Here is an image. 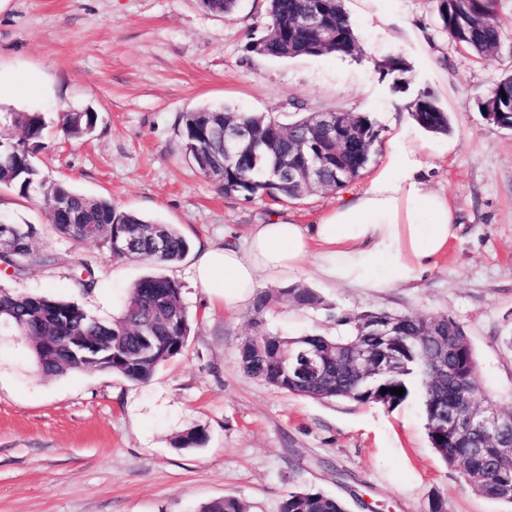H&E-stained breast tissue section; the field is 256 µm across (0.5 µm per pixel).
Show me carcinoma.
I'll use <instances>...</instances> for the list:
<instances>
[{
  "instance_id": "carcinoma-1",
  "label": "carcinoma",
  "mask_w": 512,
  "mask_h": 512,
  "mask_svg": "<svg viewBox=\"0 0 512 512\" xmlns=\"http://www.w3.org/2000/svg\"><path fill=\"white\" fill-rule=\"evenodd\" d=\"M318 4V0H267L269 22L266 31L249 44L248 51L265 58L290 59L340 53L352 56L359 51L353 20L343 0H324L321 25L301 26L297 19ZM499 0H448V11H438L441 28L456 44L481 57L499 48L501 27ZM410 67L398 56L378 65L380 78L391 81L395 92L409 91ZM492 93L499 103H512V72L504 74ZM407 109L414 123L432 133L452 131L447 110L428 90L414 92ZM353 130L347 143L332 151L318 179L321 188L342 190L361 176L371 161L379 130L365 113L344 114ZM303 115L284 124L272 116L235 112L226 107H206V113L185 112L180 118V147L188 157L198 150L223 153L219 133L226 125L247 127L252 135L248 153L224 168V181L215 182L218 191L247 201L269 196L276 201H294L308 195L304 186L288 185L284 171L300 163L299 149L318 136ZM96 122L91 112L66 115L62 129L73 139L83 137ZM12 123L21 129L17 141L0 134V187L15 188L23 198L38 192L48 215L49 232L74 243L95 241L116 259L133 258L164 267L184 260L190 241L171 224L125 211L111 200L88 196L63 182L39 179L29 142L41 137L44 117L39 112L12 114ZM38 233L33 224H24L16 243V258L23 269L49 266L53 254L34 245ZM278 297L298 309L326 307L312 289L291 285L278 290ZM379 317L395 322L391 339L362 336L363 319ZM340 333L331 337L307 334L285 337L256 323L252 336L243 341L237 354L241 370L283 392L324 403H351L356 406L380 404L389 410L411 401L421 404L424 428L430 445L449 466L459 470L473 491L512 506V459L500 457L495 444L477 434L450 433L438 425V417L454 410L464 412L475 406L462 399L466 387L477 395L475 382L478 360L464 326L446 315L428 317L414 312L385 310L341 313L334 316ZM7 325L29 339L34 363L45 376H62L71 371L108 372L133 383L148 382L164 362L182 354L191 333V320L182 299L181 286L162 274L145 276L127 290L118 315L100 319L79 305L43 294H28L0 285V326ZM88 336L101 349L102 359L79 361L65 348L67 336ZM59 340L47 345L46 338ZM313 349L321 353L319 368L298 381L278 370V359L290 350ZM440 351L448 359V374L432 380L424 362ZM357 352L387 353L394 368L362 375L346 366ZM389 392L383 394L381 389ZM392 388H403L398 396ZM198 512H247L237 498L226 496L202 504ZM280 512H348L346 502L314 488H301L286 495Z\"/></svg>"
}]
</instances>
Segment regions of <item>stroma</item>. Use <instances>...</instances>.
<instances>
[{
    "label": "stroma",
    "mask_w": 512,
    "mask_h": 512,
    "mask_svg": "<svg viewBox=\"0 0 512 512\" xmlns=\"http://www.w3.org/2000/svg\"><path fill=\"white\" fill-rule=\"evenodd\" d=\"M361 56L269 59L246 51L268 22L266 0H238L229 14L200 0H8L0 10V80L17 101L0 114L39 112L32 144L42 176L173 224L192 249L163 267L193 320L184 353L136 384L109 373L40 375L30 343L0 330V512H196L233 496L249 512H280L288 492L311 487L343 498L350 512H423L439 493L449 512H507L467 487L430 447L421 408L327 404L290 395L243 373L237 349L256 322L287 336L332 334L330 310L443 314L461 322L479 362L481 387L512 410V130L485 119L477 101L512 70V0H499L502 46L477 58L442 30L437 0H344ZM402 56L415 87L433 91L452 123L424 133L408 96L379 81L376 62ZM264 113L288 123L333 108L368 113L379 130L367 171L347 188L296 201L227 196L177 148L182 113L200 106ZM93 112L84 138L67 140L65 112ZM419 142L420 175L459 210L448 253L419 281L367 292L311 282L326 303L299 310L272 302L225 310L194 281L197 245L240 243L251 227L281 216L317 224L340 200L367 188L394 133ZM0 213L41 230L56 262L0 282L60 297L111 317L127 289L154 266L115 259L98 243L45 233L38 196L0 190ZM89 263L92 291L72 278ZM200 428L193 448L179 435Z\"/></svg>",
    "instance_id": "stroma-1"
}]
</instances>
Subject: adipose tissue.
<instances>
[{"instance_id":"obj_1","label":"adipose tissue","mask_w":512,"mask_h":512,"mask_svg":"<svg viewBox=\"0 0 512 512\" xmlns=\"http://www.w3.org/2000/svg\"><path fill=\"white\" fill-rule=\"evenodd\" d=\"M417 142L395 135L362 193L318 224L273 218L241 245L201 246L195 279L225 310L246 307L259 276L282 283L306 274L321 283L380 291L413 283L448 250L458 216L446 193L427 188Z\"/></svg>"}]
</instances>
